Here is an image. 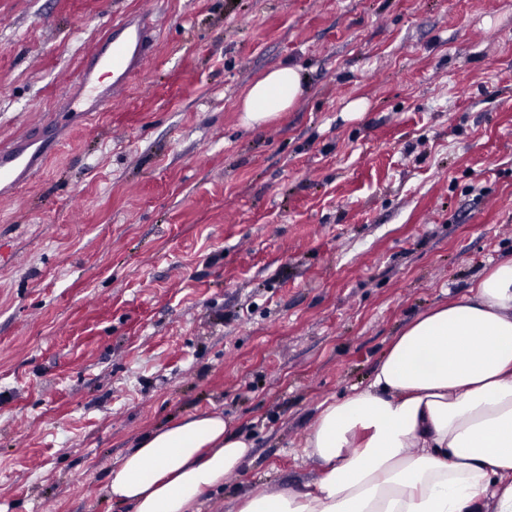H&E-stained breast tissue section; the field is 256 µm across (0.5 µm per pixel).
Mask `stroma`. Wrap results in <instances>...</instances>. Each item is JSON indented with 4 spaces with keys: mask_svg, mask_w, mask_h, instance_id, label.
<instances>
[{
    "mask_svg": "<svg viewBox=\"0 0 512 512\" xmlns=\"http://www.w3.org/2000/svg\"><path fill=\"white\" fill-rule=\"evenodd\" d=\"M146 3L157 55L69 112ZM285 62L302 99L244 125ZM46 120L66 147L0 198V512H131L109 470L203 412L253 450L200 512L302 488L321 404L512 258V0H0V146Z\"/></svg>",
    "mask_w": 512,
    "mask_h": 512,
    "instance_id": "35a3bbf8",
    "label": "stroma"
}]
</instances>
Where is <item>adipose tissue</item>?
I'll return each mask as SVG.
<instances>
[{"instance_id": "1", "label": "adipose tissue", "mask_w": 512, "mask_h": 512, "mask_svg": "<svg viewBox=\"0 0 512 512\" xmlns=\"http://www.w3.org/2000/svg\"><path fill=\"white\" fill-rule=\"evenodd\" d=\"M304 91L297 67L268 71L242 101L244 123ZM251 451L222 414L189 415L131 449L107 493L133 512H200ZM304 453L320 465L312 483L256 489L236 512H512V259L415 317L367 387L323 406Z\"/></svg>"}]
</instances>
